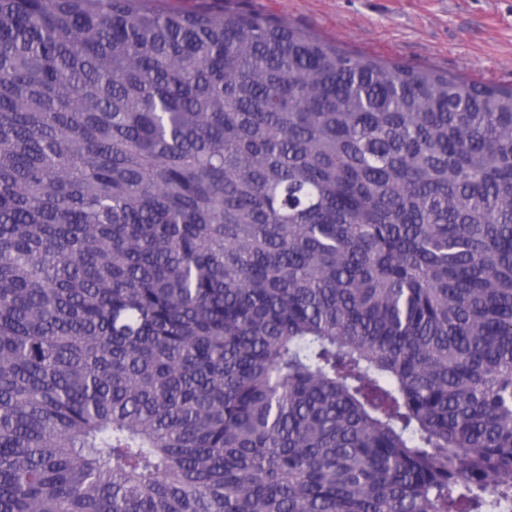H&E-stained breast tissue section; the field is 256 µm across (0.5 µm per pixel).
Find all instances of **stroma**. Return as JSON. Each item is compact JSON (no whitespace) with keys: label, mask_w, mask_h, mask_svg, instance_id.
<instances>
[{"label":"stroma","mask_w":512,"mask_h":512,"mask_svg":"<svg viewBox=\"0 0 512 512\" xmlns=\"http://www.w3.org/2000/svg\"><path fill=\"white\" fill-rule=\"evenodd\" d=\"M341 46L433 66L476 82L512 83V0H233Z\"/></svg>","instance_id":"1"}]
</instances>
